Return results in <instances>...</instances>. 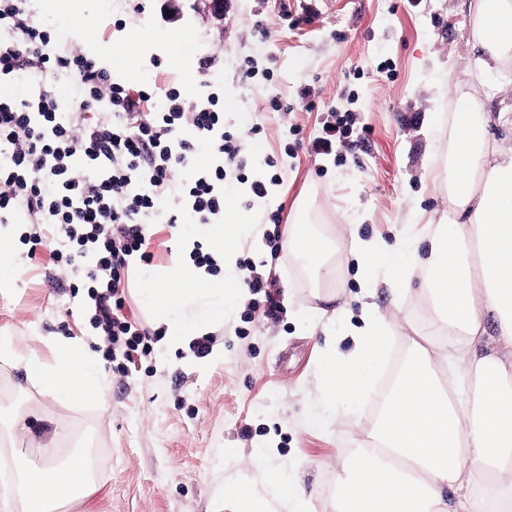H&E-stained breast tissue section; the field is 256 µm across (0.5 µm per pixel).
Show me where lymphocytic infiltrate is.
<instances>
[{
    "label": "lymphocytic infiltrate",
    "mask_w": 512,
    "mask_h": 512,
    "mask_svg": "<svg viewBox=\"0 0 512 512\" xmlns=\"http://www.w3.org/2000/svg\"><path fill=\"white\" fill-rule=\"evenodd\" d=\"M2 30L1 76L53 70L75 90L66 121L47 90L0 98V215L26 212L31 251L50 248L64 274L88 282L110 361L149 356V330L123 313L129 262L150 246L141 220L169 196L198 223L216 222L224 165L238 162L240 146L215 94L195 104L170 82L128 89L81 50L56 49L30 0H0ZM202 144L211 157L203 167Z\"/></svg>",
    "instance_id": "obj_1"
}]
</instances>
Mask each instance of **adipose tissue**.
I'll return each instance as SVG.
<instances>
[{"label":"adipose tissue","mask_w":512,"mask_h":512,"mask_svg":"<svg viewBox=\"0 0 512 512\" xmlns=\"http://www.w3.org/2000/svg\"><path fill=\"white\" fill-rule=\"evenodd\" d=\"M472 38L469 67L492 74L512 63V0H478ZM448 123L447 220L408 229L391 249L354 241L363 266L394 270L395 298L426 297L433 315L427 332L406 337L409 355L371 415L372 430L342 461L336 512H512V148L490 146L478 112L452 113ZM286 244L330 275L327 247L309 226H293ZM396 333L364 310L353 355L328 366L327 412L342 401L352 419L362 418L382 343ZM21 341L1 329L0 358L20 364L40 395L104 400L101 368L87 351L58 344L49 364L22 353ZM456 362L471 386L465 401L441 376ZM95 484L84 451L21 464L16 493L0 500V512H13L18 501L53 512Z\"/></svg>","instance_id":"ef3b65f1"}]
</instances>
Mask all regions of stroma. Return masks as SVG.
I'll list each match as a JSON object with an SVG mask.
<instances>
[{"instance_id":"obj_1","label":"stroma","mask_w":512,"mask_h":512,"mask_svg":"<svg viewBox=\"0 0 512 512\" xmlns=\"http://www.w3.org/2000/svg\"><path fill=\"white\" fill-rule=\"evenodd\" d=\"M59 6L67 14L53 27L59 46L96 44L126 87L162 74L188 91L210 83L246 161L244 171L227 168V184L242 173L268 183L263 199L243 198L260 221L235 257L256 262L279 316L263 320L245 296L210 334L224 352L218 359L154 336L141 363L104 364L106 397L94 405L41 397L22 368L0 359V429L25 421L0 446V461L62 458L84 438L103 449L96 491L63 512H240L236 490L261 488L274 473L298 477L314 512H335L336 463L365 430L311 424L329 354L323 324L309 318L346 306L335 325L342 356L367 306L427 329L425 301L409 297L394 309L389 271L358 268L348 227L390 247L406 225L447 212L448 114L462 98L504 113L487 135L512 147V82L478 78L466 65L475 0H224L220 19L193 0H147L141 13L131 0ZM346 113L347 146L315 153L323 126ZM275 211L283 224L308 220L334 242L332 280L316 282L290 250L271 255L264 236ZM13 247L22 275L0 294V329L24 333L23 350L48 362L60 340L103 356L107 340L90 322L85 293L56 287L49 250L29 255L19 239Z\"/></svg>"}]
</instances>
